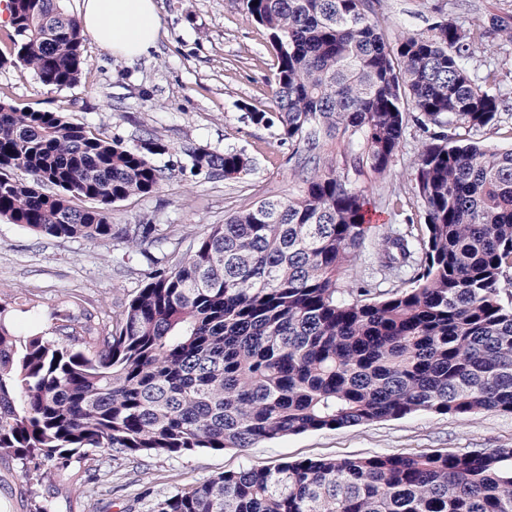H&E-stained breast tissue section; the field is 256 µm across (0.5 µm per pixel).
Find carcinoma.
Masks as SVG:
<instances>
[{"label": "carcinoma", "mask_w": 512, "mask_h": 512, "mask_svg": "<svg viewBox=\"0 0 512 512\" xmlns=\"http://www.w3.org/2000/svg\"><path fill=\"white\" fill-rule=\"evenodd\" d=\"M374 0H240L274 50L271 109L246 119L276 130L302 179L297 193L245 207L202 235L115 316L96 326L67 308L56 338L20 335L0 302V457L60 482L90 448L171 456L243 450L322 429L418 411L512 414V149L466 142L493 128L512 99L498 71L469 61L512 24L436 22L395 42ZM10 56L47 86L85 67L80 20L64 0H9ZM428 138L414 163L422 235H383L380 266L424 255L409 288L337 298L340 277L370 232L366 198L347 169L385 172L408 121ZM59 112L0 99V218L57 239H112V204L157 192L150 156ZM191 173L248 171L243 152L187 146ZM25 172L31 181L15 177ZM53 191L46 192L43 187ZM159 243L153 224L126 247ZM152 512H512V449L304 460L226 471L157 500Z\"/></svg>", "instance_id": "carcinoma-1"}]
</instances>
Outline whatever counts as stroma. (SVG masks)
I'll list each match as a JSON object with an SVG mask.
<instances>
[{"label":"stroma","instance_id":"1","mask_svg":"<svg viewBox=\"0 0 512 512\" xmlns=\"http://www.w3.org/2000/svg\"><path fill=\"white\" fill-rule=\"evenodd\" d=\"M161 31L148 55L128 62L93 39L84 42L88 67L69 88L42 85L20 64L0 67V96L21 108L61 112L68 120L136 144L156 135L167 153L154 156L164 169L162 187L112 206L113 238L102 244L50 239L0 218V299L13 303L11 322L20 333L53 336V313L70 302L73 314L108 320L143 288L150 271L170 266L190 244L234 212L265 198L296 193L299 180L289 150L274 130L253 125L246 109L270 108L273 52L263 29L242 12L239 0H157ZM512 16V0H381L378 25L387 39L403 31L428 32L433 23L489 24ZM494 66L500 90L512 96V42L492 36L476 46L470 66ZM426 139L408 124L390 168L381 175L350 172L352 186L365 191L379 232L419 229L424 206L413 181V162ZM234 148L253 161L236 179L192 175L185 145ZM154 224L167 233L163 246L145 242L129 251L127 228ZM413 267L383 271L370 246L346 270L340 283L368 285L375 294L410 287ZM512 448V416L485 411L466 418L420 411L399 419L284 436L239 450L200 449L181 455L134 459L91 454L97 480L75 486L90 512H151L155 501L187 484L225 471L273 467L320 457L382 454L463 453ZM19 462L0 464V512L50 495L55 474L27 481Z\"/></svg>","mask_w":512,"mask_h":512}]
</instances>
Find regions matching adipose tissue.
Listing matches in <instances>:
<instances>
[{
	"mask_svg": "<svg viewBox=\"0 0 512 512\" xmlns=\"http://www.w3.org/2000/svg\"><path fill=\"white\" fill-rule=\"evenodd\" d=\"M79 14L84 33L118 57L146 55L159 37L156 0H82Z\"/></svg>",
	"mask_w": 512,
	"mask_h": 512,
	"instance_id": "adipose-tissue-1",
	"label": "adipose tissue"
}]
</instances>
